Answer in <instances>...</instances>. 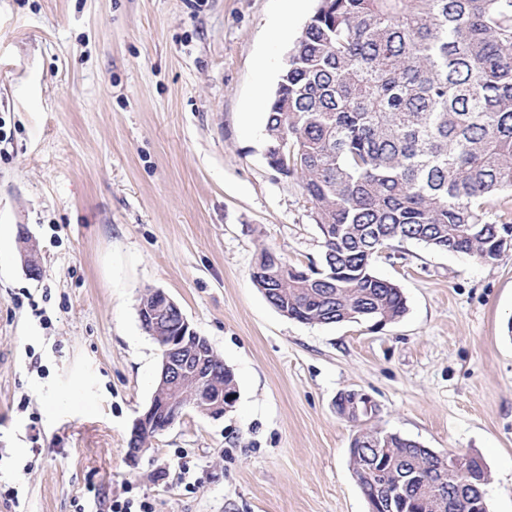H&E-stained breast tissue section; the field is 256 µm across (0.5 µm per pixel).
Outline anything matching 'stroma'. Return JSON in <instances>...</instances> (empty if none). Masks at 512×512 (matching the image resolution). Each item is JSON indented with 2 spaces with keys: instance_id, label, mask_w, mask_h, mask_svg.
I'll use <instances>...</instances> for the list:
<instances>
[{
  "instance_id": "stroma-1",
  "label": "stroma",
  "mask_w": 512,
  "mask_h": 512,
  "mask_svg": "<svg viewBox=\"0 0 512 512\" xmlns=\"http://www.w3.org/2000/svg\"><path fill=\"white\" fill-rule=\"evenodd\" d=\"M317 6L0 0V512H369L350 465L366 428L480 455L488 512H512V249H385L374 270L407 311L381 328L299 322L252 282L265 249L322 265L301 180L265 140ZM148 286L233 371L237 401L185 411L132 463L160 370ZM352 389L375 417L337 412Z\"/></svg>"
}]
</instances>
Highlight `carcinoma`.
I'll return each instance as SVG.
<instances>
[{
  "mask_svg": "<svg viewBox=\"0 0 512 512\" xmlns=\"http://www.w3.org/2000/svg\"><path fill=\"white\" fill-rule=\"evenodd\" d=\"M288 56L265 125L267 146H293L288 174L302 180L323 238L318 283L288 266L268 285L261 254L252 272L269 303L308 324L393 322L402 290L373 260L394 241L494 261L507 221L488 197L512 193V0H318ZM386 483L431 476V456L396 433ZM472 483L446 477L454 495L485 494L483 461Z\"/></svg>",
  "mask_w": 512,
  "mask_h": 512,
  "instance_id": "cac0c4a2",
  "label": "carcinoma"
}]
</instances>
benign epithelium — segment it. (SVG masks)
<instances>
[{
    "mask_svg": "<svg viewBox=\"0 0 512 512\" xmlns=\"http://www.w3.org/2000/svg\"><path fill=\"white\" fill-rule=\"evenodd\" d=\"M275 154L269 157V162L283 169H288V139L282 137ZM20 256L24 270L30 276L40 271V256L31 242L20 245ZM140 321L149 329V334L163 338L161 351L160 373L156 391L149 406L134 420L130 431L128 458L134 463L146 451V432L157 422L162 423L159 431L168 429L188 408L220 418L233 408L236 389H226L222 386L216 390H206L203 386L213 376L212 371L205 368L200 357L203 353L200 343H192L191 338L197 332L190 326L180 306L163 290L157 289L153 298L138 304ZM338 413L349 419H360L377 411L376 404L365 394L354 390L345 391L336 398ZM357 443L365 449L370 466L365 468L367 478L375 473L387 472L392 461L386 456V449L380 447V441L375 438H365L361 432L356 436ZM434 464L440 479L430 482L438 489L437 495L448 499V487L445 486V475L461 473L470 477L467 469L469 455L455 452H435ZM400 494L399 489L382 490L377 485L373 493L367 495L371 512H384L392 508L393 498Z\"/></svg>",
    "mask_w": 512,
    "mask_h": 512,
    "instance_id": "7a95c632",
    "label": "benign epithelium"
}]
</instances>
